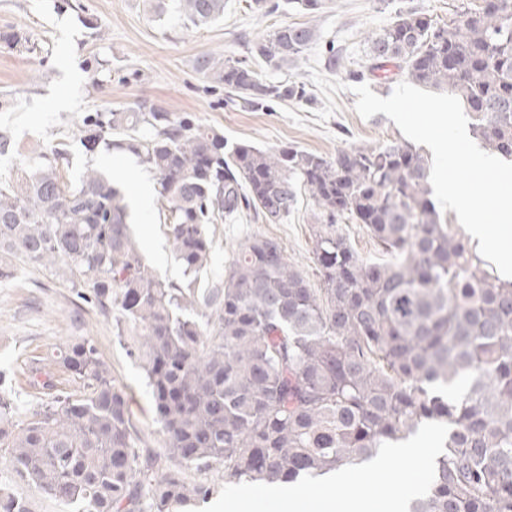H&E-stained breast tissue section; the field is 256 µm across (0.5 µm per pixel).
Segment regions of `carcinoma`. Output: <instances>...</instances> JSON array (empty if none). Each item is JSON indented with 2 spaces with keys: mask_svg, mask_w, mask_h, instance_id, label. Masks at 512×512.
Returning <instances> with one entry per match:
<instances>
[{
  "mask_svg": "<svg viewBox=\"0 0 512 512\" xmlns=\"http://www.w3.org/2000/svg\"><path fill=\"white\" fill-rule=\"evenodd\" d=\"M196 28L224 0H180ZM315 34L284 25L251 53L279 69ZM456 95L472 133L512 157V0L464 5L438 24L415 8L371 36L365 73ZM207 78L252 107L306 101L296 81L271 83L210 54ZM158 175L165 230L184 280L146 265L122 186L95 167L63 180L67 152L41 154L0 182V280L12 261L60 270L83 301L113 313L141 365L166 456L145 450L94 340L78 336L30 368L46 399L20 411L0 371V460L75 512H184L214 494L187 472L224 469L227 484L291 485L372 460L426 422L449 426L428 495L410 512H512V281L493 276L432 200L430 162L415 145L350 147L327 158L295 147L228 146L189 114L141 102L80 128ZM307 191L319 213L312 255L320 287L280 244L241 241L224 281L200 287L209 225L243 211L278 224ZM362 224L387 259L361 257L337 225Z\"/></svg>",
  "mask_w": 512,
  "mask_h": 512,
  "instance_id": "1",
  "label": "carcinoma"
}]
</instances>
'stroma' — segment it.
<instances>
[{"label":"stroma","mask_w":512,"mask_h":512,"mask_svg":"<svg viewBox=\"0 0 512 512\" xmlns=\"http://www.w3.org/2000/svg\"><path fill=\"white\" fill-rule=\"evenodd\" d=\"M459 2L391 0L385 7L379 0H323L322 8L313 13L284 5L264 13L249 9L246 0H224L223 19L194 28L185 26L179 0H0V133L12 141L9 152L0 155V180L16 178L37 153L61 145L70 160L65 179L75 180L91 164L118 177L129 200L136 202L141 179L156 183L155 173L125 152L102 145L86 151L78 127L85 116L139 101L190 114L223 133L228 142L261 148L292 145L332 157L341 149L402 139L385 114L360 118L354 110L357 97L347 90L335 94L337 110L326 123H316L314 113L326 101L310 80L306 60L276 71L251 55L250 47L283 25L310 27L315 48L335 47L344 59L337 70L319 61L321 73L344 82L348 70L363 69L370 36L390 24L395 8H417L443 22ZM14 33L32 36L37 50L9 46L5 38ZM209 53L261 70L272 82H302L310 100L242 107L223 86L197 70V59ZM160 208L157 192H150L148 207L136 210L133 230L147 261L165 279L179 282L183 272L174 259ZM317 212L303 193L282 223L245 216L214 225L215 253L201 276L202 286L223 281L235 246L250 235L279 242L311 286H318L311 254ZM73 336L93 337L113 377L126 389L142 443L162 453L144 372L116 336L113 318L79 299L58 272L22 264L14 279L0 282V371L6 372L21 407H32L42 396L40 389L29 385L28 368Z\"/></svg>","instance_id":"1"}]
</instances>
